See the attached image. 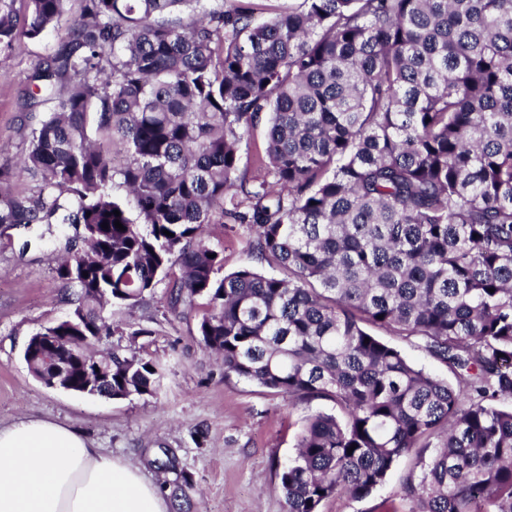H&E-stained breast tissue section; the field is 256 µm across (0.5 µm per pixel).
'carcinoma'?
Listing matches in <instances>:
<instances>
[{"mask_svg": "<svg viewBox=\"0 0 512 512\" xmlns=\"http://www.w3.org/2000/svg\"><path fill=\"white\" fill-rule=\"evenodd\" d=\"M14 2L13 50L66 13L24 0L19 24ZM84 2L28 76L42 99L25 106L50 104L19 166L34 193L0 166V224L74 228L53 335L113 336L105 308L165 280L172 309L205 300L199 336L224 374L344 415L305 418L279 475L287 512L367 497L410 454L419 471L374 512H512V0ZM213 224L246 225L286 275H220ZM372 328L420 340L454 382ZM99 362L114 400L166 373L120 347ZM156 468L170 495L193 489L175 456ZM266 126L263 122L259 123L251 132L247 144H243L241 152V161L239 171L248 177L253 172L252 161L257 151H262L266 141Z\"/></svg>", "mask_w": 512, "mask_h": 512, "instance_id": "1", "label": "carcinoma"}]
</instances>
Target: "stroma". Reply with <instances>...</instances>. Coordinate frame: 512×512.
<instances>
[{
  "label": "stroma",
  "mask_w": 512,
  "mask_h": 512,
  "mask_svg": "<svg viewBox=\"0 0 512 512\" xmlns=\"http://www.w3.org/2000/svg\"><path fill=\"white\" fill-rule=\"evenodd\" d=\"M60 40V31L51 29L23 52L0 51V164L25 154L31 131L44 116L45 106L25 107L21 96L33 64L51 55ZM72 234L61 224H0V425L22 416L57 420L152 476L157 473L152 460L171 449L194 488L170 501L169 512H286L279 473L295 453L305 416L330 411L331 403L292 407L281 394L225 376L222 362L199 340V312L171 310L165 284L143 303L109 308L110 322L122 332L98 345L102 351L119 345L164 361L167 373L156 395L125 400L79 395L48 388L31 375L23 359L29 338L68 312L60 301L65 286L49 255L65 252ZM249 239L239 224L215 229L209 242L223 251L225 272L244 266L269 272L266 262L251 255ZM415 463V456L404 458L370 497L335 496L321 504V512H372L394 497Z\"/></svg>",
  "instance_id": "obj_1"
}]
</instances>
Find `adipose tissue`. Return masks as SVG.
<instances>
[{"mask_svg":"<svg viewBox=\"0 0 512 512\" xmlns=\"http://www.w3.org/2000/svg\"><path fill=\"white\" fill-rule=\"evenodd\" d=\"M0 512H168L158 485L74 428L25 417L0 427Z\"/></svg>","mask_w":512,"mask_h":512,"instance_id":"obj_1","label":"adipose tissue"}]
</instances>
